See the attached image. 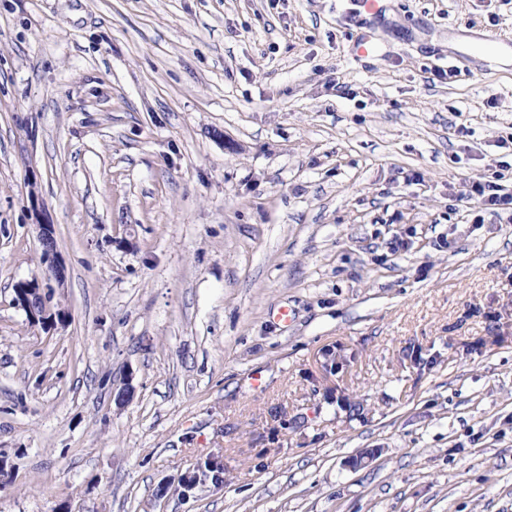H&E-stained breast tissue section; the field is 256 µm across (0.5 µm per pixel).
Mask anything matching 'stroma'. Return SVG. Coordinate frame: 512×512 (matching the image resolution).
<instances>
[{"label":"stroma","mask_w":512,"mask_h":512,"mask_svg":"<svg viewBox=\"0 0 512 512\" xmlns=\"http://www.w3.org/2000/svg\"><path fill=\"white\" fill-rule=\"evenodd\" d=\"M489 33L512 0H0V512H512ZM471 188L472 194L480 198L490 209L512 211V193L507 192L502 185L490 181H476ZM37 227L45 277H50L53 274L57 279H60L63 267L58 259L52 225L40 224ZM51 280L52 279L49 278L48 280L45 281V285L47 288L44 287L42 276L33 277L31 280L21 281L23 284L26 285V294L23 295V301L19 305L21 309H23L25 312L27 311L30 315L36 316L37 310H41L43 315H47L48 313H50L52 308L53 313L48 318L45 319L40 318L37 321H33L28 315L32 325L39 324L43 329H48L49 327L53 326L55 323V319H61L62 315L65 317V312L62 309H60L57 304H53V291L50 285L48 284V282ZM48 288L51 291L50 299L52 301V305L48 299Z\"/></svg>","instance_id":"stroma-1"}]
</instances>
